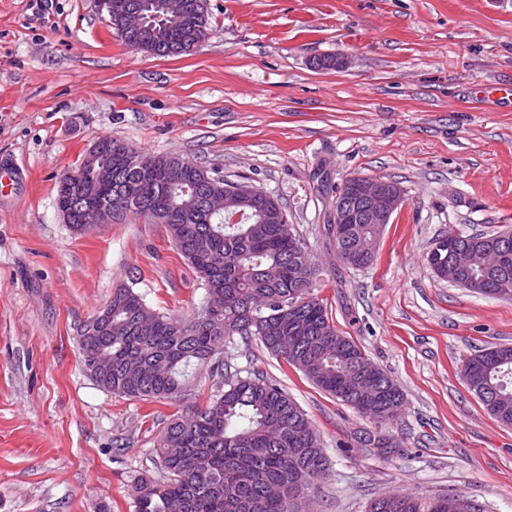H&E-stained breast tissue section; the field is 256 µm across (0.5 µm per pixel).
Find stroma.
<instances>
[{
    "label": "stroma",
    "mask_w": 512,
    "mask_h": 512,
    "mask_svg": "<svg viewBox=\"0 0 512 512\" xmlns=\"http://www.w3.org/2000/svg\"><path fill=\"white\" fill-rule=\"evenodd\" d=\"M209 38L160 57L125 46L97 0H0V159L21 167L0 199V512H133L172 414L205 405L203 375L178 401H140L86 372L80 326L117 285L187 315L204 290L164 225L136 220L75 235L59 176L99 138L173 154L277 197L322 271L336 328L400 386L401 446L341 452L370 430L255 339L222 357L297 401L329 459L315 512H366L393 493L464 494L512 512V427L471 394L463 362L512 344V300L438 279L426 262L454 231H512V0H206ZM345 59L317 70L313 59ZM349 176L392 180L405 204L374 264L336 260L325 234Z\"/></svg>",
    "instance_id": "obj_1"
}]
</instances>
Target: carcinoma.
Segmentation results:
<instances>
[{
  "label": "carcinoma",
  "instance_id": "obj_1",
  "mask_svg": "<svg viewBox=\"0 0 512 512\" xmlns=\"http://www.w3.org/2000/svg\"><path fill=\"white\" fill-rule=\"evenodd\" d=\"M145 10L143 33L118 35L127 46L153 55L189 54L210 34L205 0H184L183 14L169 18L161 0H122ZM98 154L83 156L60 175L56 206L68 227L88 230L96 205L112 219L154 216L205 289L204 304L187 317L149 307L127 285L113 289L104 317L86 321L79 335L83 364L107 362L108 376L92 379L109 392L135 400H177L202 375L224 342L255 336L273 355L299 370L324 394L361 412L358 399L377 392L381 410L375 430L355 437L381 457L400 444L389 433L403 407V394L388 374L330 322L314 290L321 272L299 238L291 234L280 202L263 190L242 199V218L229 224L212 214L206 197L230 181L183 158L175 171L164 154L135 150L121 139L97 140ZM112 167V182L97 185L93 171ZM327 233L344 253L373 261L377 224H347ZM460 247L512 253V232L466 234ZM472 292L496 297L512 289V259L475 274ZM468 390L501 424L512 427V345L477 350L463 364ZM164 473L132 485L134 512H300L296 495L305 477L328 465L319 435L306 413L261 373L224 374V387L210 402L165 423L155 449ZM470 512L469 498L443 493L423 502L394 494L374 500L368 512Z\"/></svg>",
  "mask_w": 512,
  "mask_h": 512
}]
</instances>
